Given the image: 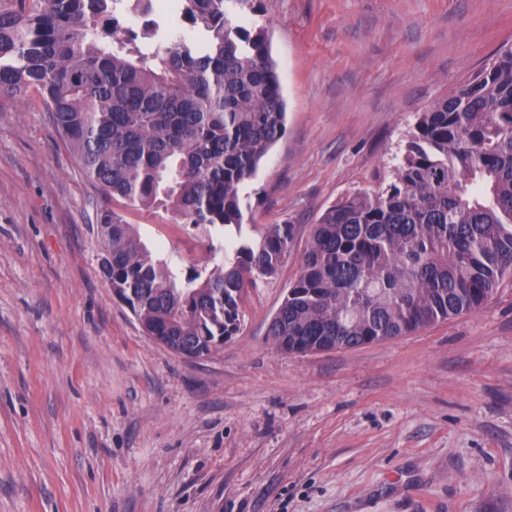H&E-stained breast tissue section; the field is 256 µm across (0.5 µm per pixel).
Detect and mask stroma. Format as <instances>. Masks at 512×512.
<instances>
[{"label": "stroma", "instance_id": "35a3bbf8", "mask_svg": "<svg viewBox=\"0 0 512 512\" xmlns=\"http://www.w3.org/2000/svg\"><path fill=\"white\" fill-rule=\"evenodd\" d=\"M244 18L269 32L287 117L242 233L297 235L202 358L113 299L103 194L36 101L0 95V512H512V280L356 348L267 336L321 214L389 183L417 114L512 46V0H255ZM110 203L181 275L224 247Z\"/></svg>", "mask_w": 512, "mask_h": 512}]
</instances>
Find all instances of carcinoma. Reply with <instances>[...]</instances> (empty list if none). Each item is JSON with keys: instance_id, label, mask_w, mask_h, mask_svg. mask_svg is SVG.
<instances>
[{"instance_id": "obj_1", "label": "carcinoma", "mask_w": 512, "mask_h": 512, "mask_svg": "<svg viewBox=\"0 0 512 512\" xmlns=\"http://www.w3.org/2000/svg\"><path fill=\"white\" fill-rule=\"evenodd\" d=\"M250 2L181 0L192 38L147 51L118 36L116 12L143 16L153 38L151 0H0V93L39 100L106 200L240 230L242 189L286 132L267 32L227 9ZM97 222L112 292L145 335L196 357L237 335L247 288L295 239L268 224L181 279L121 214ZM510 276L512 47L417 115L391 183L324 211L267 336L291 354L358 347L468 313Z\"/></svg>"}]
</instances>
